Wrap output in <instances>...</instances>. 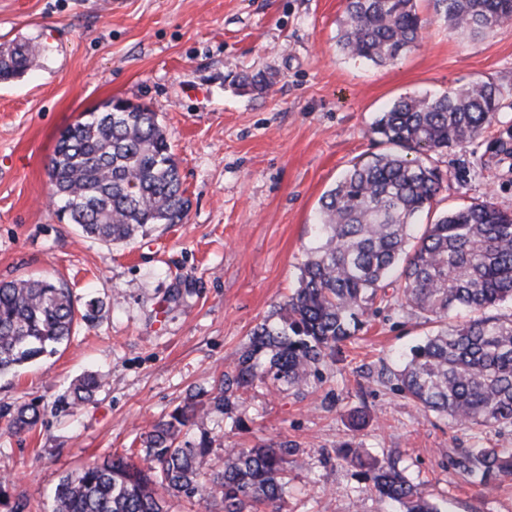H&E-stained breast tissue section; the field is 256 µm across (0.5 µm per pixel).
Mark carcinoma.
<instances>
[{
    "instance_id": "1",
    "label": "carcinoma",
    "mask_w": 512,
    "mask_h": 512,
    "mask_svg": "<svg viewBox=\"0 0 512 512\" xmlns=\"http://www.w3.org/2000/svg\"><path fill=\"white\" fill-rule=\"evenodd\" d=\"M450 33L480 39L512 23V0H431ZM338 46L348 57L375 65L396 63L417 45L425 21L416 0H343ZM40 47L0 45V81L22 76ZM260 94L273 77H242ZM500 94L475 82L435 96L401 97L375 119L371 131L392 149L356 162L320 200L318 245L300 267L298 287L254 327L228 370L200 388L167 417L139 435L136 453L94 461L61 476L49 512H168L163 489L204 504L206 512H280L288 493V443L228 448L224 468L208 466L210 432L181 441L185 428L211 413L231 418L258 384H284L301 394L320 380L356 335L379 294L399 282L394 304L407 316L438 324L390 372L395 389L421 416L483 434L512 433V211L489 201L449 210L412 233L415 218L431 210L444 174L438 158L480 137L496 120ZM412 151L410 158L404 151ZM47 173L58 211L81 233L124 243L154 224L187 219L180 163L158 114L140 105L84 112L63 131ZM102 302L91 299L76 315L71 290L47 279L0 282V376L52 355L69 340L76 319L91 321ZM466 309L473 318L448 322ZM96 374L73 384L71 404L93 399ZM41 410L15 406L9 428L21 435ZM341 460L358 469L365 490L398 512H445L389 457L347 444ZM455 466L491 484L512 477V448L480 445L458 453Z\"/></svg>"
}]
</instances>
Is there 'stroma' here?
Returning <instances> with one entry per match:
<instances>
[{
    "label": "stroma",
    "instance_id": "35a3bbf8",
    "mask_svg": "<svg viewBox=\"0 0 512 512\" xmlns=\"http://www.w3.org/2000/svg\"><path fill=\"white\" fill-rule=\"evenodd\" d=\"M417 5L421 43L375 66L340 52L342 0H0V43L44 48L0 82V281L49 278L77 309L104 303L54 355L0 377V512L19 502L46 512L64 472L139 447L140 433L227 370L297 288L323 193L384 151L370 127L395 100L494 82L495 122L441 158L448 181L419 221L473 201L512 210V155L497 152L512 138V23L462 39L429 0ZM257 73L274 74L267 93L241 86ZM116 100L157 112L190 208L185 223L109 245L60 216L47 164L62 130ZM430 330L381 303L322 384L302 394L256 385L242 423L212 414L189 436L212 432L218 468L226 449L288 441L305 464L289 468L280 512H376L340 459L350 442L395 458L448 512H512V479L485 486L455 471L456 449L476 444L469 431L423 419L388 382L398 353ZM89 372L104 387L70 407L72 382ZM24 402L43 417L18 437L8 408Z\"/></svg>",
    "mask_w": 512,
    "mask_h": 512
}]
</instances>
